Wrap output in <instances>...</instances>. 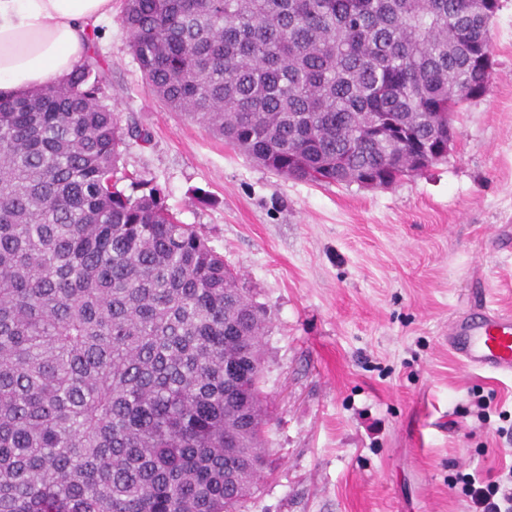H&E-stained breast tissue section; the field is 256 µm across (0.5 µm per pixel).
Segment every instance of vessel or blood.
Masks as SVG:
<instances>
[{
    "label": "vessel or blood",
    "mask_w": 512,
    "mask_h": 512,
    "mask_svg": "<svg viewBox=\"0 0 512 512\" xmlns=\"http://www.w3.org/2000/svg\"><path fill=\"white\" fill-rule=\"evenodd\" d=\"M448 347L471 368L512 376V314L482 301L448 324Z\"/></svg>",
    "instance_id": "1"
}]
</instances>
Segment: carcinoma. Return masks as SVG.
I'll list each match as a JSON object with an SVG mask.
<instances>
[{"label": "carcinoma", "mask_w": 512, "mask_h": 512, "mask_svg": "<svg viewBox=\"0 0 512 512\" xmlns=\"http://www.w3.org/2000/svg\"><path fill=\"white\" fill-rule=\"evenodd\" d=\"M469 0H125L154 97L254 164L395 182L474 89ZM96 46L0 98V512H238L265 469L270 317L129 141ZM400 135L376 138L373 123Z\"/></svg>", "instance_id": "1"}]
</instances>
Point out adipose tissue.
I'll list each match as a JSON object with an SVG mask.
<instances>
[{
	"label": "adipose tissue",
	"instance_id": "adipose-tissue-1",
	"mask_svg": "<svg viewBox=\"0 0 512 512\" xmlns=\"http://www.w3.org/2000/svg\"><path fill=\"white\" fill-rule=\"evenodd\" d=\"M111 13L112 0H0V96L66 78Z\"/></svg>",
	"mask_w": 512,
	"mask_h": 512
}]
</instances>
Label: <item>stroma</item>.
I'll list each match as a JSON object with an SVG mask.
<instances>
[{
	"label": "stroma",
	"mask_w": 512,
	"mask_h": 512,
	"mask_svg": "<svg viewBox=\"0 0 512 512\" xmlns=\"http://www.w3.org/2000/svg\"><path fill=\"white\" fill-rule=\"evenodd\" d=\"M98 28L112 107L151 135L126 168L161 186L271 316L268 464L243 512H466L453 467L512 465V378L464 368L448 323L512 310V0L491 21L490 87L448 158L388 188L317 186L254 165L151 94L121 23ZM494 393L505 419L455 415Z\"/></svg>",
	"instance_id": "stroma-1"
}]
</instances>
